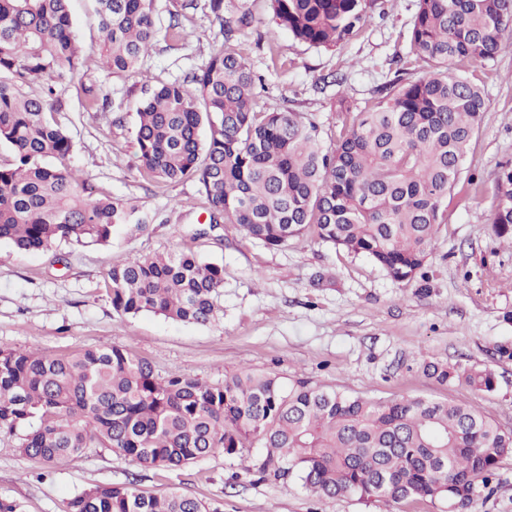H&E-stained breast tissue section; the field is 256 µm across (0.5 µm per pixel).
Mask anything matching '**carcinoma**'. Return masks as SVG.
Returning a JSON list of instances; mask_svg holds the SVG:
<instances>
[{
	"mask_svg": "<svg viewBox=\"0 0 512 512\" xmlns=\"http://www.w3.org/2000/svg\"><path fill=\"white\" fill-rule=\"evenodd\" d=\"M274 22L312 47H333L364 23L361 0H271ZM99 63L139 69L159 36L155 0H96ZM228 46L197 71L147 90L137 115L143 168L162 182L196 181L209 225L237 224L274 248L311 235L363 255L397 282L424 276L445 223L443 203L460 181L486 107L483 78L512 34V0H418L410 52L425 73L403 69L363 112L345 114L336 142L299 112H259L248 57L231 45L251 23L224 19L207 0ZM85 58L69 0H0V240L48 250L61 240L103 245L137 205L96 196L66 164L72 141L55 118L54 84ZM39 83L47 95L31 91ZM53 158L56 165L46 160ZM492 231L512 235V164L502 166ZM110 302L119 316L151 312L207 325L216 316L224 267L192 252L160 253L111 266ZM427 375L478 392L495 380L479 368L428 363ZM49 468L90 448L141 468L178 469L223 454L265 449L259 479L295 478L319 498L446 501L464 509L489 488L512 455L504 431L478 407L453 400H383L241 370L212 385L161 378L151 362L107 344L54 357L0 346V433ZM66 512H224L178 489L146 496L134 484H98Z\"/></svg>",
	"mask_w": 512,
	"mask_h": 512,
	"instance_id": "obj_1",
	"label": "carcinoma"
}]
</instances>
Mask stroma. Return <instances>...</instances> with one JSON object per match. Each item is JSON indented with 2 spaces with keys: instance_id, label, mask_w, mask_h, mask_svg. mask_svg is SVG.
Instances as JSON below:
<instances>
[{
  "instance_id": "obj_1",
  "label": "stroma",
  "mask_w": 512,
  "mask_h": 512,
  "mask_svg": "<svg viewBox=\"0 0 512 512\" xmlns=\"http://www.w3.org/2000/svg\"><path fill=\"white\" fill-rule=\"evenodd\" d=\"M418 0H364L366 22L334 47H311L272 21L271 0H224V13L246 7L252 23L235 36L258 80L257 109H292L339 133L337 99L354 110L370 104L391 80L397 57L411 78L408 35ZM70 13L88 58L56 87L58 119L73 142L67 164L99 196L129 200L147 215L117 230L105 245L56 242L47 251H20L0 241V344L52 356L121 345L149 360L163 378L189 376L213 385L249 369L367 397H423L478 406L512 430V246L491 229L501 167L512 161V37L504 39L486 79L488 102L460 182L446 202L447 221L428 260L426 278L391 279L369 259L303 236L270 248L239 226L206 232L208 204L196 184H170L144 172L136 143V111L147 88L204 65L224 46L210 11L158 0L159 29L178 19L181 41L158 39L139 74L99 66L100 33L94 0H70ZM98 109L87 110L88 100ZM193 251L224 268L218 317L202 326L144 312L121 317L108 298L107 272L116 263L155 253ZM428 362L490 370L496 386L477 392L441 384L423 372ZM0 434V498L21 512H63L82 489L135 481L148 494L171 489L224 504V512H448L430 500L400 503L320 499L298 481L259 480L241 461L222 455L182 470H145L104 448L89 449L50 470ZM469 512H512V456L502 460L490 491Z\"/></svg>"
}]
</instances>
